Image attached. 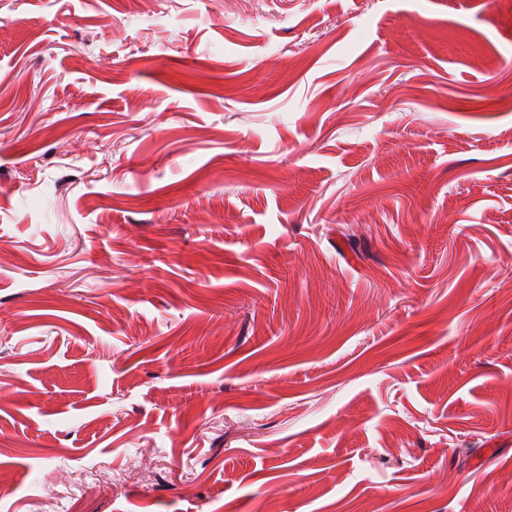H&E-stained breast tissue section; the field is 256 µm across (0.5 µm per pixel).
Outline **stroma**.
I'll use <instances>...</instances> for the list:
<instances>
[{
    "mask_svg": "<svg viewBox=\"0 0 512 512\" xmlns=\"http://www.w3.org/2000/svg\"><path fill=\"white\" fill-rule=\"evenodd\" d=\"M509 101L512 0H0V512H512Z\"/></svg>",
    "mask_w": 512,
    "mask_h": 512,
    "instance_id": "35a3bbf8",
    "label": "stroma"
}]
</instances>
